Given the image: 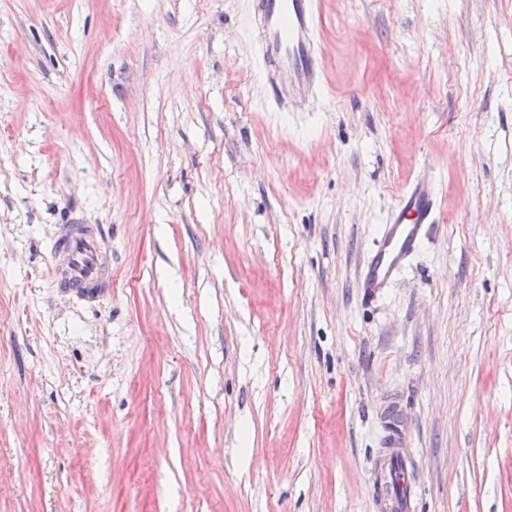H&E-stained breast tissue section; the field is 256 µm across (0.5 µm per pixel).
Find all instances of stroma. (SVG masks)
I'll return each instance as SVG.
<instances>
[{"label":"stroma","instance_id":"35a3bbf8","mask_svg":"<svg viewBox=\"0 0 512 512\" xmlns=\"http://www.w3.org/2000/svg\"><path fill=\"white\" fill-rule=\"evenodd\" d=\"M318 8L285 115L250 0H0V512H375L394 408L419 512H512V0ZM423 169L441 222L364 297ZM107 249L95 224L73 219L57 225L49 249L54 287L79 302L101 301L112 293V266L104 260Z\"/></svg>","mask_w":512,"mask_h":512}]
</instances>
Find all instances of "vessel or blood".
I'll use <instances>...</instances> for the list:
<instances>
[{
	"mask_svg": "<svg viewBox=\"0 0 512 512\" xmlns=\"http://www.w3.org/2000/svg\"><path fill=\"white\" fill-rule=\"evenodd\" d=\"M319 26L316 0H252V39L265 92L276 111L302 112L315 99L322 76ZM437 197L436 181L425 172L388 211L360 271V285L367 296L390 288L420 250L437 221ZM106 252L97 225L75 220L58 225L49 249L54 287L80 302L101 301L112 291ZM371 476L380 512H417L419 485L400 422L392 423Z\"/></svg>",
	"mask_w": 512,
	"mask_h": 512,
	"instance_id": "obj_1",
	"label": "vessel or blood"
}]
</instances>
